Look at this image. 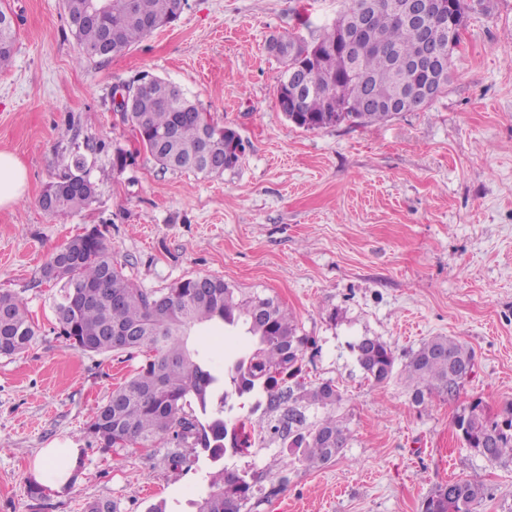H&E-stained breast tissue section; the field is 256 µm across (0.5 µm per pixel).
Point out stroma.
<instances>
[{
	"instance_id": "35a3bbf8",
	"label": "stroma",
	"mask_w": 512,
	"mask_h": 512,
	"mask_svg": "<svg viewBox=\"0 0 512 512\" xmlns=\"http://www.w3.org/2000/svg\"><path fill=\"white\" fill-rule=\"evenodd\" d=\"M9 3L18 42L0 67V152L20 161L27 188L0 208V292L24 302L38 331L25 352L0 357V512H83L93 500L148 512L162 499L187 512L210 468L202 456L174 472L164 449L106 451L85 433L141 364L76 351L59 335L41 270L94 227L146 292L206 275L278 297L311 340L310 379L334 380L347 398L342 455L289 470L253 512H424L451 478L490 488L476 512L512 503V464L486 462L453 432L470 403L493 415L512 401V0L469 17L448 86L427 109L314 131L279 112L283 65L266 43L288 31L316 40L343 0H188L175 23L104 64L77 61L64 0ZM145 73L241 135L236 168L173 172L140 148L112 96ZM76 153L100 189L80 212L49 214L41 194ZM362 336L400 364L430 337L455 338L474 350L475 374L457 401L417 407L401 383L365 379L350 349ZM44 448L79 449L83 473L33 500L30 468Z\"/></svg>"
}]
</instances>
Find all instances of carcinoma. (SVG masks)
<instances>
[{
  "label": "carcinoma",
  "mask_w": 512,
  "mask_h": 512,
  "mask_svg": "<svg viewBox=\"0 0 512 512\" xmlns=\"http://www.w3.org/2000/svg\"><path fill=\"white\" fill-rule=\"evenodd\" d=\"M406 0H345L337 18L317 41L293 34L269 40L282 61L277 91L279 111L305 130L348 123L366 127L401 112L421 110L433 98H408V91L430 75L410 70L423 53L414 24L397 19L387 4ZM464 18L488 11V0H454ZM180 0H112V10L95 21L72 26L79 59L108 61L125 53L153 30L176 21ZM371 5L369 29L352 22ZM0 9V67L11 63L17 31ZM443 6L426 20L429 41L451 55L458 28ZM358 76H351L352 69ZM143 149L164 169L204 177L235 168L246 145H231L226 128L215 124L201 105L176 84L154 77L149 91L121 112ZM86 159L73 155L62 174L49 182L41 200H54L53 214L81 211L97 195ZM42 277L59 285L53 308L60 336L74 349L96 354L138 353L140 370L92 412L86 432L103 448H169L164 462L179 471L188 462L185 448H199L211 461L206 486L191 502L195 512H251L252 500L275 494L288 482L282 475L265 487L268 474L250 467L224 465V437L233 422L246 420L250 448H275L292 466L314 468L333 462L348 445L342 413L346 398L333 380L313 381L303 369L309 337L300 334L291 312L271 295L245 292L224 279L195 276L163 293L138 288L114 262L102 236L78 235L52 253ZM219 322L244 339V347L217 368L190 349L193 328ZM136 328L140 334L124 347L115 332ZM36 336L24 303L0 293V356L25 351ZM364 377L383 384L404 380L412 402L425 406L431 397L458 399L475 367L470 347L448 336H432L408 354L401 369L391 348L363 336L352 346ZM456 437L491 464L512 463V402L494 417L476 401L455 416ZM490 497L484 483L453 479L427 497L424 512H475Z\"/></svg>",
  "instance_id": "1"
}]
</instances>
